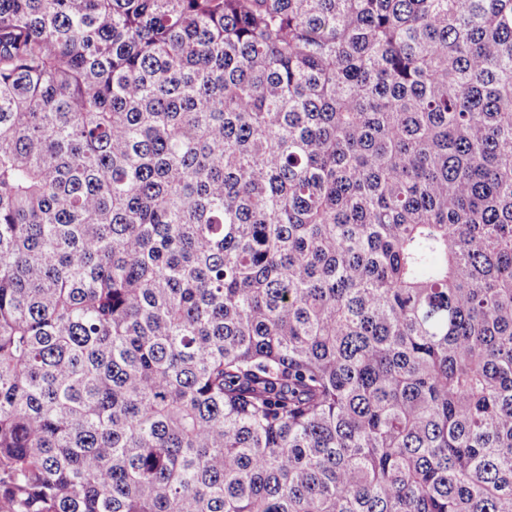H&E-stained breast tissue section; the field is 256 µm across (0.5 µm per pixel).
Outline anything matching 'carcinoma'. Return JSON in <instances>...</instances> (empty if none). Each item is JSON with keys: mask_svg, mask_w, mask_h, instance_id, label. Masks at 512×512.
I'll use <instances>...</instances> for the list:
<instances>
[{"mask_svg": "<svg viewBox=\"0 0 512 512\" xmlns=\"http://www.w3.org/2000/svg\"><path fill=\"white\" fill-rule=\"evenodd\" d=\"M0 512H512V0H0Z\"/></svg>", "mask_w": 512, "mask_h": 512, "instance_id": "carcinoma-1", "label": "carcinoma"}]
</instances>
